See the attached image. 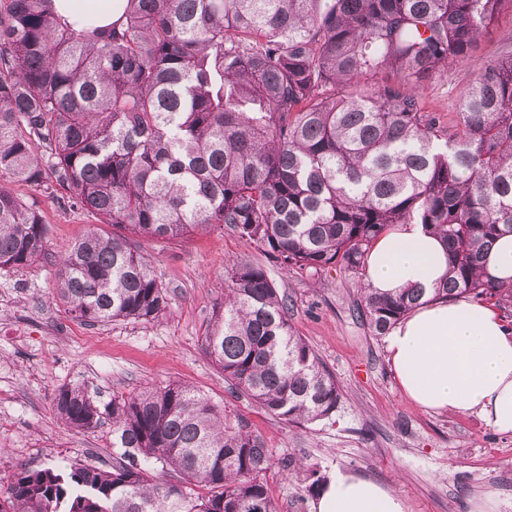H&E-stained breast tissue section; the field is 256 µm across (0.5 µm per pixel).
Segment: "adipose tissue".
<instances>
[{"instance_id": "1", "label": "adipose tissue", "mask_w": 512, "mask_h": 512, "mask_svg": "<svg viewBox=\"0 0 512 512\" xmlns=\"http://www.w3.org/2000/svg\"><path fill=\"white\" fill-rule=\"evenodd\" d=\"M57 11L102 27L121 12V0H54ZM366 285L395 293L426 288L447 270L443 243L421 224H397L365 260ZM397 381L425 410L475 412L501 432L512 431V328L485 303L431 301L413 311L387 338ZM313 512H405L400 495L350 471L324 483Z\"/></svg>"}]
</instances>
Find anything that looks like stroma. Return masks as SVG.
Masks as SVG:
<instances>
[{
	"instance_id": "35a3bbf8",
	"label": "stroma",
	"mask_w": 512,
	"mask_h": 512,
	"mask_svg": "<svg viewBox=\"0 0 512 512\" xmlns=\"http://www.w3.org/2000/svg\"><path fill=\"white\" fill-rule=\"evenodd\" d=\"M512 53V15L483 34L470 59L422 89L428 110L455 118L458 100L490 59ZM14 192L38 208L49 260L0 270V478L18 464L64 467L111 459L112 428L77 432L57 420L52 400L83 384L100 403L144 387L185 383L242 415L276 459L265 480L279 512H312L305 479L348 470L393 489L405 512H472L489 498L512 512V432L475 412L421 409L399 389L387 340L359 317L361 274L335 266L287 271L231 228L195 231L142 244L169 306L153 322L118 320L94 327L72 318L55 293L56 258L89 230L83 213L21 183ZM266 267L286 298L291 323L336 379L343 397L332 419L290 425L237 397L202 347L212 307L224 296L226 266ZM292 460L283 469L280 459Z\"/></svg>"
}]
</instances>
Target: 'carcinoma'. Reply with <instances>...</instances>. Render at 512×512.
<instances>
[{"instance_id": "1", "label": "carcinoma", "mask_w": 512, "mask_h": 512, "mask_svg": "<svg viewBox=\"0 0 512 512\" xmlns=\"http://www.w3.org/2000/svg\"><path fill=\"white\" fill-rule=\"evenodd\" d=\"M504 13L512 0H125L91 28L54 0H0V179L57 185L112 226L60 261L56 293L84 322L159 319L168 296L140 239L216 224L292 271H358L389 226L425 224L448 260L433 298L512 313V280L483 272L512 233V55L474 78L452 126L418 92ZM46 256L42 214L0 184V268ZM225 281L202 341L224 381L288 424L332 418L341 390L266 268L235 262ZM360 291L377 337L427 295ZM53 408L77 430L112 421L116 457L20 465L0 512H278L263 437L191 386L103 406L64 386Z\"/></svg>"}]
</instances>
